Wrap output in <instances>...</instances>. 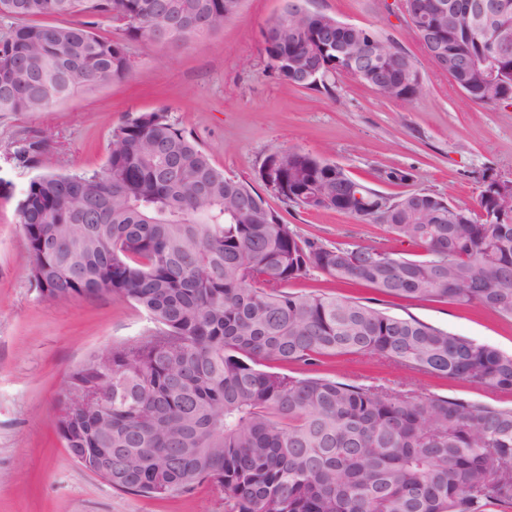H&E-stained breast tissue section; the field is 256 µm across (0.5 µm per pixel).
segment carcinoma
Returning <instances> with one entry per match:
<instances>
[{
  "instance_id": "obj_1",
  "label": "carcinoma",
  "mask_w": 512,
  "mask_h": 512,
  "mask_svg": "<svg viewBox=\"0 0 512 512\" xmlns=\"http://www.w3.org/2000/svg\"><path fill=\"white\" fill-rule=\"evenodd\" d=\"M241 0H0V112H44L80 90L125 79L127 43L213 35ZM55 16L43 25L33 19ZM106 19L124 35L99 36ZM336 18L288 7L263 32L282 84L333 95L357 77L322 35ZM438 68L480 105L512 101V49L491 83L455 61L485 53L467 23L444 37ZM387 97L423 90L415 60ZM47 141L21 140L38 163ZM276 165L280 196L386 226L417 246L325 245L298 235L247 181L224 172L165 111L113 128L100 170L32 178L17 203L30 280L47 301L123 295L152 322L141 338L68 377L59 434L70 457L112 449V488L152 497L215 480L227 512H505L512 508V408L382 385L291 376L271 364L362 354L417 373L512 391V353L343 294H296L319 272L393 298L480 305L512 319V224L479 191L478 210L426 212L403 192L388 214L354 212L339 168L298 148Z\"/></svg>"
}]
</instances>
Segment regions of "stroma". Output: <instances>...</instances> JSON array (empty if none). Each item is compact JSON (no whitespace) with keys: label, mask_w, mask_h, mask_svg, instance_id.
<instances>
[{"label":"stroma","mask_w":512,"mask_h":512,"mask_svg":"<svg viewBox=\"0 0 512 512\" xmlns=\"http://www.w3.org/2000/svg\"><path fill=\"white\" fill-rule=\"evenodd\" d=\"M284 0H242L221 31L182 46L133 42L124 81L84 90L44 112L0 114V512H224L211 483L165 498L112 488L70 458L58 432L68 374L93 355L135 340L147 314L114 294L44 300L27 275V245L18 224L23 186L46 172L105 166L113 128L128 116L162 110L192 131L215 165L261 188L260 168L277 148L297 147L336 163L378 193L425 191L450 203L477 205L483 173L512 177V105L470 102L433 65L400 0H310L313 10L373 28L401 45L423 77L413 104L386 98L365 83L339 79L335 95L291 88L267 69L262 32ZM46 139L38 164L22 165L15 146ZM406 168L408 186L385 181ZM264 198L299 235L327 245L382 242L400 253L384 225L333 210H306L272 192ZM350 295L398 315L512 352V320L479 305L396 299L370 288ZM294 375L382 384L416 395L465 398L512 407V391L410 372L369 355L324 356L292 364Z\"/></svg>","instance_id":"stroma-1"}]
</instances>
